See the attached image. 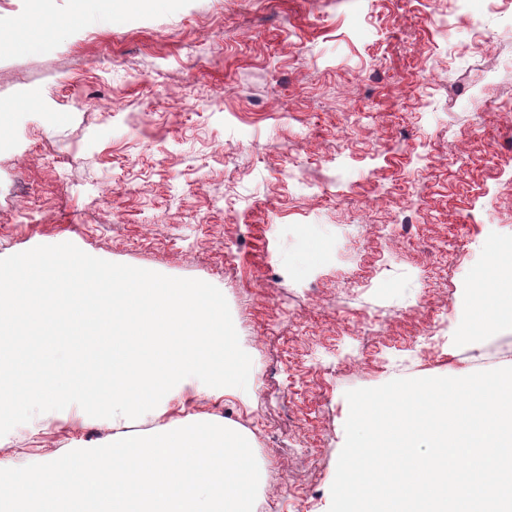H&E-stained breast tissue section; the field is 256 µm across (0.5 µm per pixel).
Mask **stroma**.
Listing matches in <instances>:
<instances>
[{"label": "stroma", "instance_id": "stroma-1", "mask_svg": "<svg viewBox=\"0 0 512 512\" xmlns=\"http://www.w3.org/2000/svg\"><path fill=\"white\" fill-rule=\"evenodd\" d=\"M1 28L0 258L70 242L206 281L252 366L135 420L38 414L0 468L226 424L253 512H329L346 391L512 367V324L461 337L512 249V0H0Z\"/></svg>", "mask_w": 512, "mask_h": 512}]
</instances>
